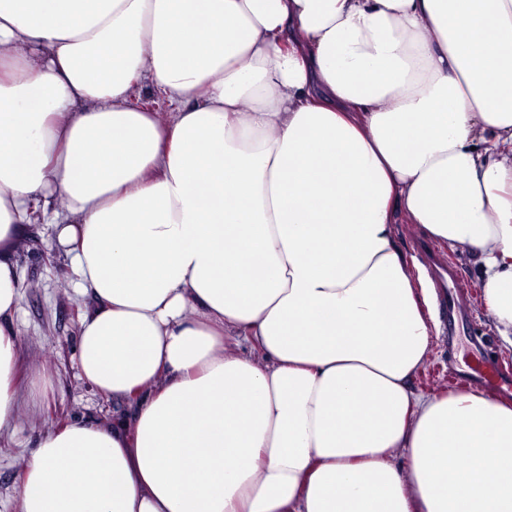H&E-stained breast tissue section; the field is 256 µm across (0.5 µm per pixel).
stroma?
<instances>
[{"label":"stroma","instance_id":"obj_1","mask_svg":"<svg viewBox=\"0 0 512 512\" xmlns=\"http://www.w3.org/2000/svg\"><path fill=\"white\" fill-rule=\"evenodd\" d=\"M17 262L21 281L18 353L24 378L17 388L14 431L0 436V512H15L21 476L37 438L76 419L112 417L111 398L100 396L79 377V321L73 313L83 310L84 304L49 224L30 227ZM457 269L468 286L469 311L455 338L442 334L433 338L432 352L415 381L416 389L428 395L457 387L455 370L476 353L479 336L488 342L490 361L512 372V349L503 348L491 316L480 304V281L465 262H458ZM41 375L50 376L52 386L42 401L35 402L28 395L29 381Z\"/></svg>","mask_w":512,"mask_h":512}]
</instances>
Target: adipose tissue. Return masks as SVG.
I'll return each instance as SVG.
<instances>
[{
	"label": "adipose tissue",
	"instance_id": "adipose-tissue-1",
	"mask_svg": "<svg viewBox=\"0 0 512 512\" xmlns=\"http://www.w3.org/2000/svg\"><path fill=\"white\" fill-rule=\"evenodd\" d=\"M35 212L119 410L43 434L17 512H512V401L413 387L396 231L512 348V0H0V433Z\"/></svg>",
	"mask_w": 512,
	"mask_h": 512
}]
</instances>
